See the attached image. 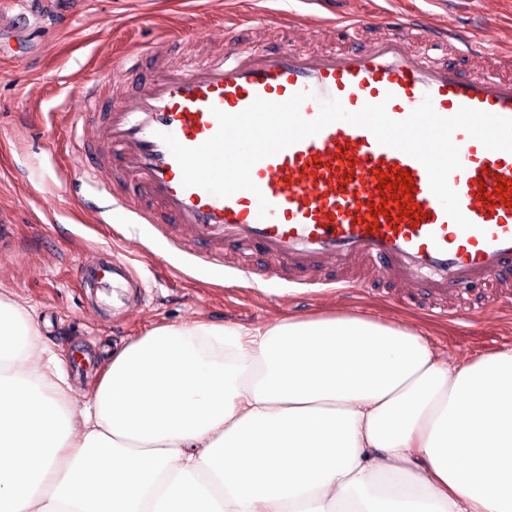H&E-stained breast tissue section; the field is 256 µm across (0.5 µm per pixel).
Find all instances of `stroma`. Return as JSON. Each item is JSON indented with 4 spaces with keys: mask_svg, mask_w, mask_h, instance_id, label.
<instances>
[{
    "mask_svg": "<svg viewBox=\"0 0 512 512\" xmlns=\"http://www.w3.org/2000/svg\"><path fill=\"white\" fill-rule=\"evenodd\" d=\"M285 8L300 13L305 6L301 0H0V27L7 32L0 42V220L13 228L11 246L0 248V292L31 312L61 362H69L73 348L118 351L161 323L250 326L351 312L410 326L453 363L512 348V301L487 300L444 320L409 313L380 288L323 287L310 295L285 285L255 288L218 270L187 269L186 257L146 227L119 236L112 225L88 222L72 189L68 145L70 119L83 110L76 82L133 45L152 47L173 64L193 47L221 50L225 15ZM388 9L417 13L427 29L462 26L485 46H512V0H323L318 11L354 19ZM177 28L195 34L194 43L166 47L163 35ZM246 36L272 49L292 41L322 51L347 44L335 31L272 23ZM95 248L152 279L137 307H92L77 267Z\"/></svg>",
    "mask_w": 512,
    "mask_h": 512,
    "instance_id": "stroma-1",
    "label": "stroma"
}]
</instances>
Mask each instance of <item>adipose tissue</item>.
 <instances>
[{
	"label": "adipose tissue",
	"mask_w": 512,
	"mask_h": 512,
	"mask_svg": "<svg viewBox=\"0 0 512 512\" xmlns=\"http://www.w3.org/2000/svg\"><path fill=\"white\" fill-rule=\"evenodd\" d=\"M0 292V512H512V349L359 313L161 324L74 409Z\"/></svg>",
	"instance_id": "1"
}]
</instances>
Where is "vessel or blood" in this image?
Returning <instances> with one entry per match:
<instances>
[{"label": "vessel or blood", "instance_id": "b4317fda", "mask_svg": "<svg viewBox=\"0 0 512 512\" xmlns=\"http://www.w3.org/2000/svg\"><path fill=\"white\" fill-rule=\"evenodd\" d=\"M341 28L376 35L325 52L268 50L237 39L222 53L176 65L140 46L126 50L77 88L85 110L70 126L69 142L82 182L101 188L84 198L85 209L99 224L121 214L151 225L197 268L220 269L255 287L283 281L294 289L367 288L379 280L406 289L410 307L443 313L449 300L474 288L511 297L512 206L495 189L499 179L512 180V152L486 149L465 131L453 134L462 167L449 183L469 230L447 216L418 160L345 122L258 161L251 170L257 192L220 198L184 187L161 133L199 146L218 130L216 111L236 114L258 98L283 103L308 93L300 108L308 120L328 98L351 112L382 102L395 120L427 98L444 117L469 107L512 118L511 51L490 50L455 28L421 32L411 16L345 19ZM417 32L428 48L414 54L409 39ZM130 57L147 63L132 89L113 99L112 77ZM346 155L354 166L341 164ZM396 168L414 179V201L425 215L420 225L401 220L395 199L378 191V172ZM263 199L270 205L264 217ZM379 205L389 216L376 221L368 211ZM229 242L237 248L231 258L224 255ZM78 273L99 306L130 305L145 288L128 261L109 256Z\"/></svg>", "mask_w": 512, "mask_h": 512}]
</instances>
